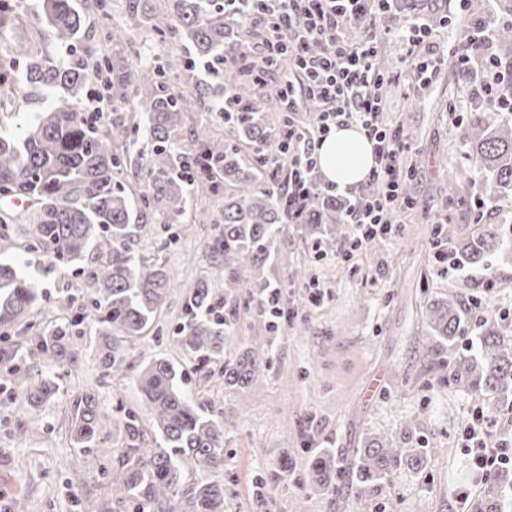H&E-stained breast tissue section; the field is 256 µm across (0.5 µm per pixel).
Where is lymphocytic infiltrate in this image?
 I'll return each mask as SVG.
<instances>
[{"mask_svg":"<svg viewBox=\"0 0 512 512\" xmlns=\"http://www.w3.org/2000/svg\"><path fill=\"white\" fill-rule=\"evenodd\" d=\"M389 0H249L255 26L264 34V52L246 57L245 69L262 73L280 64L288 110H295L298 94L315 99L318 110L309 126L289 125L280 141L288 155L281 205L289 223H297L310 199L336 192L334 183L317 177V149L333 128L356 125L373 145L374 165L360 187L348 189L346 217L353 233L337 255L350 259L363 242L392 239L401 227L395 216L407 203V177L401 134L383 119L377 88L383 81L372 33ZM363 27V35L349 38L346 29ZM399 37L414 59L420 82H427L440 63L430 29L414 24ZM496 423L482 407H474L462 431L463 447L477 480L490 487L495 468L512 464V439L495 435Z\"/></svg>","mask_w":512,"mask_h":512,"instance_id":"obj_1","label":"lymphocytic infiltrate"}]
</instances>
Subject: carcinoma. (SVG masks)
I'll use <instances>...</instances> for the list:
<instances>
[{
	"mask_svg": "<svg viewBox=\"0 0 512 512\" xmlns=\"http://www.w3.org/2000/svg\"><path fill=\"white\" fill-rule=\"evenodd\" d=\"M164 6L139 13L138 0L129 4L141 27L174 39L183 49L205 62L216 61L231 73L240 70L245 57L242 34L253 28L248 4H221L218 0H163ZM44 15L53 37L75 48L81 43L84 15L73 0H44ZM420 18L432 27L448 21V0H392L381 15ZM112 41L127 43L130 55H103L91 48L62 61L36 48L26 50L25 65L18 72L0 61V111L3 102L19 88H31L51 99L36 112L18 135L0 133V197L26 195L37 201L32 216L35 242L23 253H38L42 274L58 267H72L94 295L95 312L73 309L71 298L58 299L67 313L21 347L16 338L39 291L26 274L29 262H0V367L12 375L11 383L25 393L28 404H43L57 393L58 384L48 376H34L19 367L24 355L41 358L49 366L70 360V331L79 334L89 323L97 325L96 347L101 366L108 372L122 368L127 351L161 311L171 289L166 262L135 250L130 225L139 220L125 187L117 180L124 163L144 168L146 187L140 194L142 208L163 224H181L194 200V173L209 162L216 174L206 181L209 192L224 198V223L218 225L212 252L224 266V293L218 294L208 278L200 279L184 296V321L177 340L206 368L224 361V384L237 386L254 380L268 360L267 351H248L224 360V341L236 317L240 290L262 299L272 284L260 270L277 250L287 216L278 202L276 175L263 173L267 161L262 151L272 145L288 113L283 109L281 83L264 74L260 79L233 81L224 86L228 97L224 126L232 138H214L206 126L190 138L178 135L183 112L191 106L186 94L169 82L189 70L188 56L172 53L162 62L135 65L138 57L127 30L112 28ZM106 71L112 111L131 103L145 107L143 134L123 142L105 129V122L86 119L81 94L90 69ZM473 174L488 181L495 201L512 200V120L491 127L479 118L467 130ZM343 209L331 195H318L306 206L301 223L310 226L321 248L333 247L336 225ZM439 233L452 244L458 266L481 263L491 269L489 257L512 253V223L482 224L477 233L453 243L451 227ZM95 251L103 255L96 264L85 262ZM430 338L453 347L465 330L466 319L451 303L427 306ZM452 384L474 392L512 394V340L505 341L489 326L469 349L449 363ZM182 370L168 359L149 363L139 374L142 405L149 411L159 435L155 446L145 447L142 417L126 410L117 417L101 414L96 395L82 394L77 401L74 439L85 448H101L115 436L119 446L112 468V496L119 503H136L137 512H224V416L205 413L180 387ZM422 457L418 448H392L382 437L366 442L356 465L362 483L379 481L406 458ZM195 467L199 481L184 487L183 471ZM312 477L330 488L336 480V461L327 453L311 466ZM469 512H504L494 491L468 503Z\"/></svg>",
	"mask_w": 512,
	"mask_h": 512,
	"instance_id": "1",
	"label": "carcinoma"
}]
</instances>
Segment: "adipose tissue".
Masks as SVG:
<instances>
[{"instance_id": "ef3b65f1", "label": "adipose tissue", "mask_w": 512, "mask_h": 512, "mask_svg": "<svg viewBox=\"0 0 512 512\" xmlns=\"http://www.w3.org/2000/svg\"><path fill=\"white\" fill-rule=\"evenodd\" d=\"M319 166L327 181L352 188L374 163L372 145L353 125L333 130L318 148Z\"/></svg>"}]
</instances>
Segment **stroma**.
I'll list each match as a JSON object with an SVG mask.
<instances>
[{"mask_svg":"<svg viewBox=\"0 0 512 512\" xmlns=\"http://www.w3.org/2000/svg\"><path fill=\"white\" fill-rule=\"evenodd\" d=\"M128 0H75L85 16L83 45L115 51L107 35L115 22H126ZM22 23L0 42V59L22 67L15 52L27 44L58 58L68 57L49 31L43 0H18ZM379 62L391 91L384 100V120L398 127L412 168L408 182L411 206L396 220L402 231L346 261L322 259L301 224H283L281 243L264 268L277 283L287 318L271 329L268 318L248 299L237 304L234 333L226 358L254 348L270 350V360L248 386L228 387L219 366L210 371L175 337L184 292L207 276L223 287V270L209 243L224 217L219 197L203 191L180 227V240L167 245V234L150 211H143L135 250L158 252L175 281L151 328L129 350L123 370L105 373L93 342V328L77 339L75 363L50 368L36 357L26 360L32 374L51 373L57 395L41 406L28 405L9 375L0 369V512H76L75 498L104 503L111 498L110 457L88 454L74 441L73 407L86 390H94L101 409L140 406L137 378L154 358L169 359L184 370L182 388L194 402L224 413L225 512H456L457 493L470 486L461 431L470 409L481 406L496 419L502 437L512 423L501 420L503 404L491 396L460 389L449 382L451 351L432 342L426 308L430 301H451L471 323V337L484 325L474 319L476 306L494 302L512 309V256L495 262V285L483 286L480 266L440 276L433 244L436 226H451L465 237L479 225L500 222L501 211L485 205L484 185L469 177L465 147L472 117L492 124L501 115L479 98H465L472 76L456 60L462 49L455 40L437 41L444 63L425 88L413 82L405 49L392 28L375 30ZM467 100L466 112L449 111L450 103ZM318 281L324 298L310 305L305 275ZM42 298L27 317L25 337H32L60 318L59 298L75 297L76 307L89 304L90 293L71 271L41 279ZM376 435L394 448H418L417 467H396L387 479L359 483L354 470L367 437ZM336 458V488L309 482L307 472L319 449ZM287 465V482L272 484L268 474Z\"/></svg>","mask_w":512,"mask_h":512,"instance_id":"obj_1","label":"stroma"}]
</instances>
